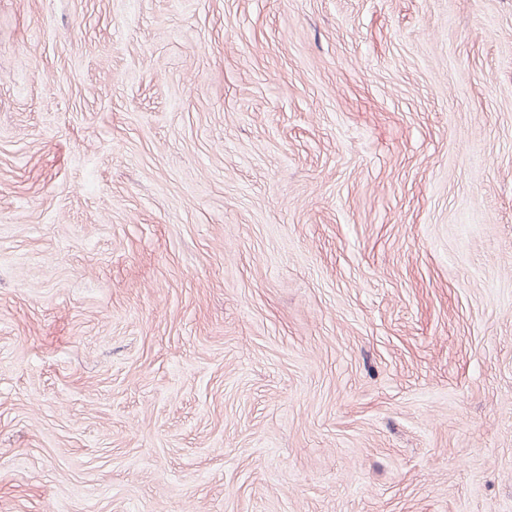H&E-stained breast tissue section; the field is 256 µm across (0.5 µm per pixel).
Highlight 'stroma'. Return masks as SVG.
I'll list each match as a JSON object with an SVG mask.
<instances>
[{
	"instance_id": "stroma-1",
	"label": "stroma",
	"mask_w": 512,
	"mask_h": 512,
	"mask_svg": "<svg viewBox=\"0 0 512 512\" xmlns=\"http://www.w3.org/2000/svg\"><path fill=\"white\" fill-rule=\"evenodd\" d=\"M0 512H512V0H0Z\"/></svg>"
}]
</instances>
